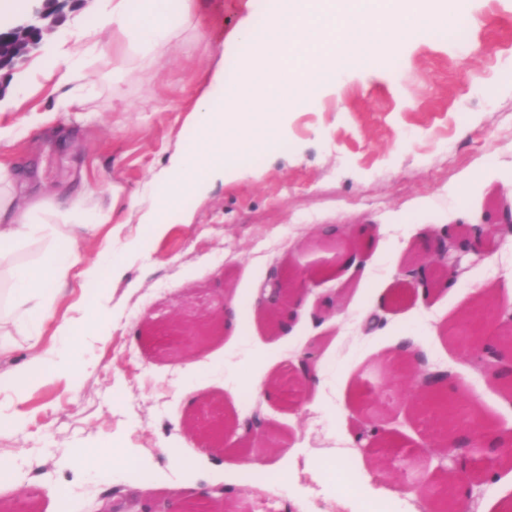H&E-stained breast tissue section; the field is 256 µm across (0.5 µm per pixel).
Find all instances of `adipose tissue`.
Instances as JSON below:
<instances>
[{
	"mask_svg": "<svg viewBox=\"0 0 512 512\" xmlns=\"http://www.w3.org/2000/svg\"><path fill=\"white\" fill-rule=\"evenodd\" d=\"M200 2L109 0L107 8L87 17L70 50H47L38 70L56 85H68L85 70L97 50L92 39L104 27L121 38L119 58L153 55L193 22ZM449 14L447 0H269L264 25L247 20L227 36L239 48L233 90L225 88L223 57H215L184 125L189 145L168 157L150 195L133 198L148 235H164L181 215L183 200L223 182L243 152L267 149L284 114L304 104L313 86L368 55L396 49L404 29L417 21L442 25ZM18 184L17 173L0 163V262L30 243L45 247L37 260L12 267L9 287L0 289V337L18 332L30 340L28 357L0 373V394L15 396L69 367L73 352L99 330L86 307L99 296L103 275L123 274L111 238L100 242L96 261H85L76 230L100 225L103 218L89 214L83 196L68 200L59 223L47 200H19ZM75 268L85 289L71 315L54 319L53 308ZM51 319L58 344L44 350L39 340Z\"/></svg>",
	"mask_w": 512,
	"mask_h": 512,
	"instance_id": "ef3b65f1",
	"label": "adipose tissue"
}]
</instances>
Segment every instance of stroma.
<instances>
[{
  "label": "stroma",
  "mask_w": 512,
  "mask_h": 512,
  "mask_svg": "<svg viewBox=\"0 0 512 512\" xmlns=\"http://www.w3.org/2000/svg\"><path fill=\"white\" fill-rule=\"evenodd\" d=\"M246 0H203L199 30H186L155 59L124 61L106 51L103 30L82 77L68 91L31 77L33 58L0 70V100L14 103L0 121L28 112L56 113L30 132L9 159L26 191H47L51 205L82 194L119 234L112 251L125 269L106 279L108 315L98 338L82 344L74 372L46 380L17 401L0 395V410L23 415L19 429L0 428V457L14 462L0 501L15 512H93L101 493L127 500L192 494L223 486L232 512H357L354 491L390 503L393 512H421L434 491L439 461L427 445L436 430L413 405L415 383L387 367L394 343L407 340L429 363L447 369L461 402L512 436V400L475 354L446 338L479 292L512 305V237L489 238L469 255L451 286L428 298L396 300L400 271L426 233L480 223L512 205V0H467L464 34H420L395 57L344 70L320 84L307 106L290 109L273 145L206 196L188 198L184 218L159 238L144 236L130 200L149 186L181 142L178 133L204 78L210 46L235 28ZM371 223L374 241L351 264L330 263L307 293L289 333L269 336L251 307L256 288L285 254L317 239L324 227ZM136 239L137 249H125ZM240 303L243 333L211 341L195 371L170 362L168 339L144 342L142 318L167 322L208 303L218 307L223 278ZM317 355L320 386L302 404L264 396L275 373L306 349ZM372 387L375 423L390 432L386 470L369 468L374 450L356 441L360 413L353 389ZM245 419L260 411L270 429L295 445L278 484L260 473L271 449L225 434V452L202 447L184 428L189 414L213 418L209 398ZM111 440L142 461L105 479L71 454ZM179 449L184 464L167 457ZM250 463L252 471L242 470ZM352 473L344 480L342 471ZM466 512H487L512 478L481 463Z\"/></svg>",
  "instance_id": "obj_1"
}]
</instances>
